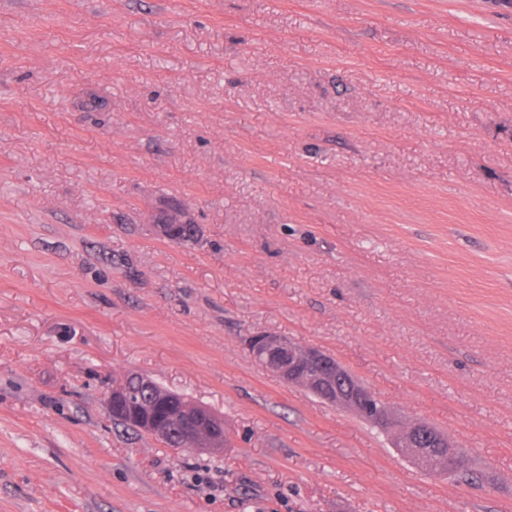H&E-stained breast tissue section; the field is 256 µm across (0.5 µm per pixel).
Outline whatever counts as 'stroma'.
<instances>
[{
  "mask_svg": "<svg viewBox=\"0 0 512 512\" xmlns=\"http://www.w3.org/2000/svg\"><path fill=\"white\" fill-rule=\"evenodd\" d=\"M170 204L198 243L153 235ZM129 373L223 452L112 421ZM0 512H512V0H0ZM248 351L250 356L269 371L276 374L288 384H300V375L304 373L305 366H318L322 369L321 375L334 384L343 383L342 390H335V394L329 393L328 399L333 404L358 416L364 414V400L370 394L339 362L327 355L317 347H300L287 338L260 333L250 336L248 339ZM343 385H340L341 388ZM383 402L375 395L369 396V416L375 412ZM362 416L361 418L370 424L377 426L379 422L384 428L391 430L397 426V420L388 408L384 406L374 418ZM374 426V425H373ZM430 427L438 435L436 448L421 447L420 440L416 443L418 448H413V444L407 443V437H400L391 443L400 453L426 469L438 474H448L465 482L474 480L477 473L471 459L455 448H448L451 447L448 437L433 426Z\"/></svg>",
  "mask_w": 512,
  "mask_h": 512,
  "instance_id": "1",
  "label": "stroma"
}]
</instances>
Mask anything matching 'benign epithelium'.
I'll return each mask as SVG.
<instances>
[{
  "label": "benign epithelium",
  "instance_id": "7a95c632",
  "mask_svg": "<svg viewBox=\"0 0 512 512\" xmlns=\"http://www.w3.org/2000/svg\"><path fill=\"white\" fill-rule=\"evenodd\" d=\"M250 356L288 384L301 383L306 366H318L321 375L344 388L329 394L331 402L357 415L364 414V400L370 391L363 387L339 362L317 347H300L287 338L260 333L249 337ZM125 385L117 383L106 396L109 413L126 412L128 401ZM135 421L145 433L165 439L172 433L171 426L183 428V445L179 451L217 452L224 450V433L215 429L216 414L205 406H196L187 416L158 419L152 414V403L146 402L134 411Z\"/></svg>",
  "mask_w": 512,
  "mask_h": 512
}]
</instances>
